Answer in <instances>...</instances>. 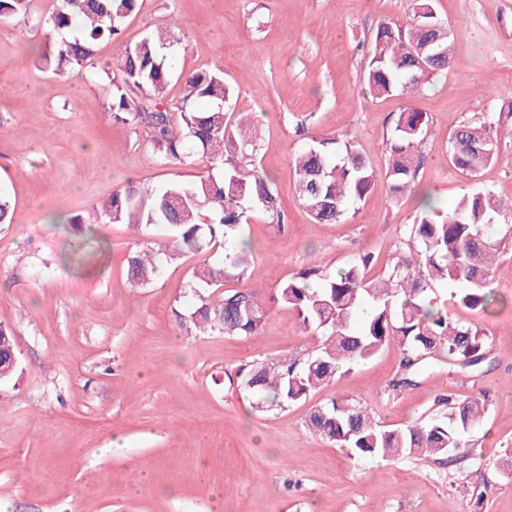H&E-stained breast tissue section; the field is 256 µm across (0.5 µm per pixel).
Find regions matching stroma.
Segmentation results:
<instances>
[{"label": "stroma", "mask_w": 512, "mask_h": 512, "mask_svg": "<svg viewBox=\"0 0 512 512\" xmlns=\"http://www.w3.org/2000/svg\"><path fill=\"white\" fill-rule=\"evenodd\" d=\"M449 24L464 23L446 74L411 95L373 96L363 82L372 31L408 25L413 0H139L119 39L100 45L93 72L44 69V29L0 23V191L13 221L0 224V324L19 357L0 382V504L7 512H512V486L473 507L462 478L512 451V237L491 284L494 314L458 310L492 340L478 369L439 366L418 387L388 388L401 351L389 344L338 372L307 400L255 411L225 375L259 361L301 357L317 337L275 303L279 285L309 267L335 274L358 251L383 272L416 193L392 201L385 178L338 224L316 223L294 189L292 156L304 123L352 142L377 170L399 112L427 113L431 128L416 182L441 206L470 190L512 201V141L499 162L469 178L448 164V135L512 96V0H435ZM171 25L177 70H223L239 86L232 108L249 113L258 158L271 175L283 222L252 215V259L243 280L209 289L250 293L265 308L259 335L200 332L189 318L194 255L133 285L125 259L137 240L123 224L94 222L77 236L69 218L95 209L127 182L190 184L195 168L156 163L145 128L114 123L110 74L126 44ZM485 399L471 447L448 465L349 458L309 433L313 407L364 404L395 428L439 413V395ZM122 439L123 448L112 445Z\"/></svg>", "instance_id": "obj_1"}]
</instances>
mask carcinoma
<instances>
[{
  "mask_svg": "<svg viewBox=\"0 0 512 512\" xmlns=\"http://www.w3.org/2000/svg\"><path fill=\"white\" fill-rule=\"evenodd\" d=\"M35 0H0V17L20 18L48 35L41 53L45 68L62 77L90 69L99 44L116 37L138 0H56L40 14ZM413 22L405 27L383 22L370 39L364 80L377 96L413 91L424 79L447 72L457 32L436 12L434 0H415ZM175 51L170 30L158 29L125 45L120 76L111 79L113 117L142 126L150 135L156 162L208 166L189 190L177 181L143 189L129 182L97 209V221L125 224L142 237L162 228L168 245L146 246L127 259L128 278L149 284L158 264L200 254L193 288L219 287L247 273L251 243L241 236L252 214L280 215L274 181L254 157L256 131L233 112L224 111L234 87L220 69L184 76V96L166 98ZM512 118V98L500 111L474 115L449 134L448 160L463 175L475 177L497 161L501 148L492 135L503 117ZM430 119L407 107L398 113L386 142L385 178L393 198L411 189L424 160ZM295 191L314 221L333 224L374 187L378 171L350 141L306 133L293 160ZM512 234V203L489 192L463 195L450 210L423 195L419 213L396 246L394 263L370 279L374 256L359 252L333 276L307 268L288 278L278 299L291 307L302 326L319 337L303 358L263 362L235 376L253 407L286 409L307 399L339 368L368 360L395 343L401 371L388 384L396 392L416 387L427 361L438 356L450 368H475L487 356L488 336L438 304L436 290L448 289L449 303L486 311L497 299L489 288L502 239ZM192 321L204 333L255 336L265 318L262 307L243 291L227 290L217 304L196 293ZM12 332L0 326V377L17 369ZM437 404L447 412L418 423L386 428L366 408L332 400L309 412L308 430L356 459H439L467 445L487 413L475 398L446 394ZM465 483L478 490L477 501L496 484L482 467L466 472Z\"/></svg>",
  "mask_w": 512,
  "mask_h": 512,
  "instance_id": "cac0c4a2",
  "label": "carcinoma"
}]
</instances>
